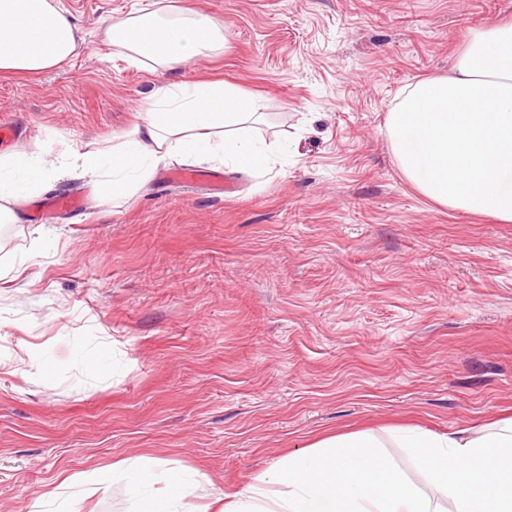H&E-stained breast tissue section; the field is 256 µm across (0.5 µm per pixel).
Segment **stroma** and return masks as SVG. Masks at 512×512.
Returning <instances> with one entry per match:
<instances>
[{
	"instance_id": "obj_1",
	"label": "stroma",
	"mask_w": 512,
	"mask_h": 512,
	"mask_svg": "<svg viewBox=\"0 0 512 512\" xmlns=\"http://www.w3.org/2000/svg\"><path fill=\"white\" fill-rule=\"evenodd\" d=\"M135 0H58L85 35L63 68L0 76L6 147L43 153L41 191L0 226V512H40L86 472L76 512H131L112 462L200 476L189 512L327 434L475 431L512 417V223L433 203L394 159L387 115L408 84L450 75L512 0H190L222 52L172 70L100 39ZM220 80L263 104L285 144L236 191L151 178L121 209L73 179L63 144L140 123L158 86ZM84 213L30 224L37 201ZM39 252L20 253L34 238ZM83 207L84 201L81 196L61 194L47 199L39 215L41 219H46L60 213L76 212L82 210Z\"/></svg>"
}]
</instances>
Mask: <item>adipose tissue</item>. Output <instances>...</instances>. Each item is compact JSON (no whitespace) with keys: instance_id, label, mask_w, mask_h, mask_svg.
I'll list each match as a JSON object with an SVG mask.
<instances>
[{"instance_id":"1","label":"adipose tissue","mask_w":512,"mask_h":512,"mask_svg":"<svg viewBox=\"0 0 512 512\" xmlns=\"http://www.w3.org/2000/svg\"><path fill=\"white\" fill-rule=\"evenodd\" d=\"M224 30L191 7L168 10L150 2L105 18L100 36L132 65L171 69L223 49ZM84 43L71 14L54 0H0V75L62 67ZM144 110V120L116 144L66 149L72 175L88 180L100 202L131 201L163 164L262 169L276 154L254 135L260 104L221 82L159 86ZM387 127L402 174L421 194L446 208L512 223V25L478 34L451 75L408 85ZM48 177L38 153L0 154V223H13L17 201ZM396 442L441 502L382 452L381 441L357 433L288 455L274 478L256 475L224 512H512V419L474 433L422 432ZM108 473L124 483L134 512H185L199 485L196 474L171 467L159 476L141 459L117 462ZM160 480L165 490H156Z\"/></svg>"}]
</instances>
